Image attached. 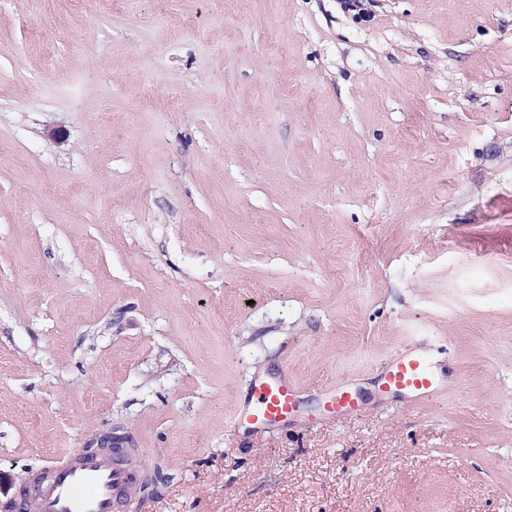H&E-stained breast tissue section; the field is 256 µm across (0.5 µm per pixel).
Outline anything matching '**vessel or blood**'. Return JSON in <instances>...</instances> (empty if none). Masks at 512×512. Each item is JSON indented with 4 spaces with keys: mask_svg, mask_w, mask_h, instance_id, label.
<instances>
[{
    "mask_svg": "<svg viewBox=\"0 0 512 512\" xmlns=\"http://www.w3.org/2000/svg\"><path fill=\"white\" fill-rule=\"evenodd\" d=\"M438 342L432 336H413L386 356L378 382L381 393L420 404L435 400L444 385L432 359ZM362 397L350 380H341L325 392L322 416L358 411ZM304 402L287 373L256 375L250 381L246 406L236 411L234 430L265 434L304 414ZM130 484L127 466L109 456H58L49 477L31 490L37 512H118Z\"/></svg>",
    "mask_w": 512,
    "mask_h": 512,
    "instance_id": "1",
    "label": "vessel or blood"
}]
</instances>
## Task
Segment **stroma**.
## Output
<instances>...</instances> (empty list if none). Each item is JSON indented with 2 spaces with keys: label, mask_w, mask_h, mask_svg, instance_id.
<instances>
[{
  "label": "stroma",
  "mask_w": 512,
  "mask_h": 512,
  "mask_svg": "<svg viewBox=\"0 0 512 512\" xmlns=\"http://www.w3.org/2000/svg\"><path fill=\"white\" fill-rule=\"evenodd\" d=\"M111 432L167 477L121 512H512V0H0V512ZM439 345L435 336H411L395 346L382 364L379 391L412 404L435 400L444 388L432 359V350ZM306 412L294 380L288 373L254 375L250 381L248 402L234 415V431L270 433L274 427L287 426ZM363 397L352 386L351 381L347 379L336 383V386L330 387L325 391V399L321 407V415L324 417H336L352 414L358 411L363 404Z\"/></svg>",
  "instance_id": "1"
}]
</instances>
